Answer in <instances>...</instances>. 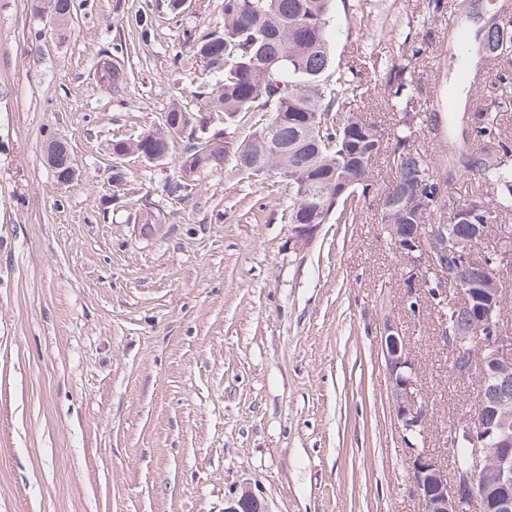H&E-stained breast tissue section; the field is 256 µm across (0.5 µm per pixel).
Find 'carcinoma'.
<instances>
[{"mask_svg": "<svg viewBox=\"0 0 512 512\" xmlns=\"http://www.w3.org/2000/svg\"><path fill=\"white\" fill-rule=\"evenodd\" d=\"M335 0H224V28L192 30L185 41L213 74L214 81L200 91L205 110L175 104L153 135L138 142L145 153H164L174 137L187 139L186 156L194 143L205 171L218 170L231 160L248 175L275 174L288 183V223L352 224L360 200L374 187L371 168L380 157L390 164V193L379 205L382 224H418L427 236V216L407 209L421 193L429 200L453 205L456 175L477 179L476 187L496 191L504 213L512 212V139L502 128L500 113L512 100L491 99L475 106L465 121L472 136L467 149L448 140V176L434 174L428 155L415 147L418 113H401L395 129L387 132L362 113L348 108L360 94L358 73L343 68L333 54L328 27ZM74 0H53V13L66 23ZM467 54L486 62L512 67V35L488 29L475 38ZM411 85L408 64L394 63L385 74L387 98L397 103ZM210 112L224 113V126L211 123ZM270 117L243 136L237 123L249 113ZM178 122L176 136L168 122ZM54 176L67 177L70 156L62 148L51 159ZM484 192H472L465 218L448 223L460 239L478 242L483 225ZM512 253V237L484 252L492 268ZM448 336L458 335L476 315L477 303L429 299Z\"/></svg>", "mask_w": 512, "mask_h": 512, "instance_id": "obj_1", "label": "carcinoma"}]
</instances>
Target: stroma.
<instances>
[{
	"instance_id": "stroma-1",
	"label": "stroma",
	"mask_w": 512,
	"mask_h": 512,
	"mask_svg": "<svg viewBox=\"0 0 512 512\" xmlns=\"http://www.w3.org/2000/svg\"><path fill=\"white\" fill-rule=\"evenodd\" d=\"M224 0H75L66 32L48 7L0 0V512H224L251 489L267 512H420L393 419L381 351L399 323L428 402L426 451L463 419L473 385L449 376L432 309L410 313L409 270L381 234L375 196L353 224H323L290 250L288 184L233 163L169 193L180 149L159 163L113 159L212 75L187 30L223 24ZM504 0H336L333 52L368 92L352 103L396 118L383 74L403 42L415 141L438 161L459 107L502 85L490 65L457 83L449 19L475 31ZM151 18L147 35L135 16ZM128 74L119 93L98 72ZM64 143L80 176L60 185L47 160ZM164 230L142 236L145 210Z\"/></svg>"
}]
</instances>
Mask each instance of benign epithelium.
Returning a JSON list of instances; mask_svg holds the SVG:
<instances>
[{"mask_svg":"<svg viewBox=\"0 0 512 512\" xmlns=\"http://www.w3.org/2000/svg\"><path fill=\"white\" fill-rule=\"evenodd\" d=\"M316 230L314 224H297L291 244L304 248ZM453 241L443 224L433 225L428 237H421L401 248L403 261L417 274L434 267L448 268ZM512 268V257H504L496 270L488 268L479 247L469 250L464 271L443 276L435 298L448 296L453 289L461 301L469 281L482 284L478 294L479 316L472 321L468 335L479 343L482 355L458 359L451 366L452 376L469 380L481 376L494 380L492 394L481 399L478 410L453 426L450 441L464 438L470 444L468 467L448 476L446 466L432 454L418 448L413 437L427 426L426 401L417 380L418 367L399 327L384 324L381 346L390 386V406L411 459V483L421 503V512H473L485 510L493 502L500 512H512V352L503 348L502 315L506 283L505 271ZM496 437L494 445L487 439ZM224 512H267L261 501L246 489L226 502Z\"/></svg>","mask_w":512,"mask_h":512,"instance_id":"7a95c632","label":"benign epithelium"}]
</instances>
